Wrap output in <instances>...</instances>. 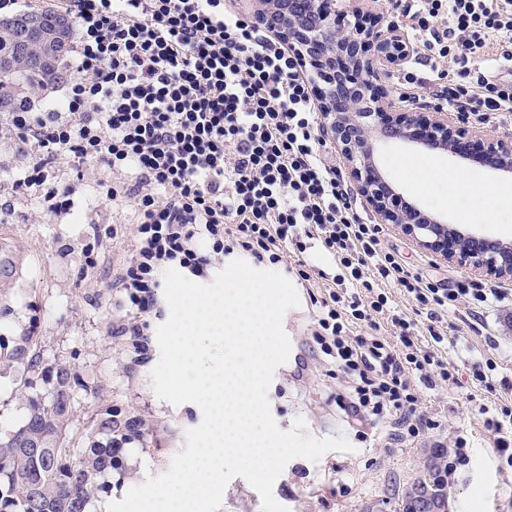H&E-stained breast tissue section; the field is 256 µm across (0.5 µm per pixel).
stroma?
<instances>
[{
    "mask_svg": "<svg viewBox=\"0 0 512 512\" xmlns=\"http://www.w3.org/2000/svg\"><path fill=\"white\" fill-rule=\"evenodd\" d=\"M414 161L436 171L421 189L403 176ZM376 162L407 200L451 224L458 214L472 210L474 199L462 190L453 207L443 206L446 184L439 172L455 169L489 184L500 182L496 174L475 162L400 142L380 144ZM24 166L23 156L0 146V204L9 203L11 208L10 215L0 221V239L17 261L15 275L0 288V303L8 307L0 315V342L12 344L28 330H35L45 359L70 367L76 377L70 414L75 446H83L91 419L104 407L142 420L140 436L125 445L106 475L107 486L92 506V512H106L110 502L123 499L146 475L169 469L185 446L186 431L199 425L202 412L186 403L172 406L152 390L150 372L160 358L153 338L169 315L167 304H160L158 315L150 321L147 334L152 341L143 362H132L123 340L110 334L122 300L112 286L113 276L133 252L134 217L130 208L105 200L99 184L109 180V172L86 168L75 184L71 211L54 215L48 213L44 199L13 194L11 183ZM108 226L120 229V236L103 240L102 261L97 267H86L84 246L92 242L97 229ZM383 244L398 249L410 264L434 279L498 288L508 294L509 301L477 314L464 302L449 310L448 346L442 354L457 365L459 382L423 391L421 412L435 423L429 438L396 441L379 427L362 441L336 405L344 374L326 371L311 352L312 309L306 289H299L300 305L286 314L284 329L308 368L299 380L286 377L284 370L275 372L268 392L271 413L281 430H289L301 416L310 435L344 436L355 450L333 451L316 463L293 459L276 480L273 495L289 512H395L393 492L410 486L421 475L433 441L449 447L461 436L468 442L469 462L458 466L450 479L448 512H512V466L490 454L492 441L480 412L484 406L512 408V280L479 276L467 267L440 261L390 225L384 228ZM488 360L496 368L483 385L475 380L473 367ZM29 394L17 370L1 364V433L22 425Z\"/></svg>",
    "mask_w": 512,
    "mask_h": 512,
    "instance_id": "stroma-1",
    "label": "stroma"
}]
</instances>
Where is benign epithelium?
<instances>
[{
	"label": "benign epithelium",
	"mask_w": 512,
	"mask_h": 512,
	"mask_svg": "<svg viewBox=\"0 0 512 512\" xmlns=\"http://www.w3.org/2000/svg\"><path fill=\"white\" fill-rule=\"evenodd\" d=\"M260 22L273 30L308 64L318 79L319 107L325 133L343 154L357 194L377 224H393L417 245L445 262H456L486 276L512 277V243L478 237L411 202L375 161L378 142L401 141L458 154L462 140L475 138L494 162L493 169L512 173V138L489 137L462 117L440 106L411 111L378 78L402 68L413 52L396 26L369 30L347 20L342 0H258ZM24 39L51 45L54 35L37 19Z\"/></svg>",
	"instance_id": "obj_1"
}]
</instances>
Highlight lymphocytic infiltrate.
<instances>
[{
  "label": "lymphocytic infiltrate",
  "instance_id": "obj_1",
  "mask_svg": "<svg viewBox=\"0 0 512 512\" xmlns=\"http://www.w3.org/2000/svg\"><path fill=\"white\" fill-rule=\"evenodd\" d=\"M45 2L75 22L73 75L62 99L7 113L0 144L26 159L13 193L44 191L55 215L74 206L59 163L72 176L111 172L106 199L135 215V249L116 274L124 313L111 328L130 356L147 349L163 270L204 278L228 255L275 265L291 253L296 277L310 283L315 248L340 268L333 286L309 295L313 350L347 378L338 407L401 437L428 435L418 389L455 381V367L420 349L414 320L393 316L395 334L384 335L378 317L389 298L376 281L404 288L433 323L460 298L483 309L505 295L432 282L384 247L383 228L363 220L325 150L312 73L224 0ZM392 4L448 109L470 108L487 124L512 112V0ZM447 59L454 71L441 68Z\"/></svg>",
  "mask_w": 512,
  "mask_h": 512
}]
</instances>
